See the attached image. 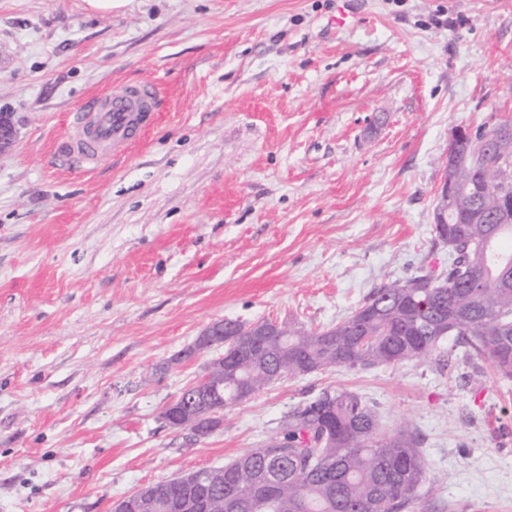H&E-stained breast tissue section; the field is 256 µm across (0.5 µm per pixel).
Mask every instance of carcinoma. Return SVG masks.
<instances>
[{
    "label": "carcinoma",
    "instance_id": "carcinoma-1",
    "mask_svg": "<svg viewBox=\"0 0 512 512\" xmlns=\"http://www.w3.org/2000/svg\"><path fill=\"white\" fill-rule=\"evenodd\" d=\"M465 156L454 171L455 216L434 243L448 248V272L423 270L387 281L336 325L309 331L290 326L263 347L221 370L206 363L200 378L162 412L181 413L196 392L221 379L230 407L284 377L330 367L372 368L425 360L455 336L512 380V259H496L492 238H512V136L500 147L458 142ZM490 175L495 191L471 195V181ZM482 212L484 221H473ZM427 480L415 435L379 431L374 405L350 390L325 391L283 417L260 447L209 469L204 512H411Z\"/></svg>",
    "mask_w": 512,
    "mask_h": 512
}]
</instances>
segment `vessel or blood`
Here are the masks:
<instances>
[{
  "mask_svg": "<svg viewBox=\"0 0 512 512\" xmlns=\"http://www.w3.org/2000/svg\"><path fill=\"white\" fill-rule=\"evenodd\" d=\"M157 107L158 87L151 81L92 96L74 110L70 132L55 142L53 152L57 158L77 160L81 171H91L104 156L137 144L153 124Z\"/></svg>",
  "mask_w": 512,
  "mask_h": 512,
  "instance_id": "obj_1",
  "label": "vessel or blood"
}]
</instances>
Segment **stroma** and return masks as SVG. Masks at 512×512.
Here are the masks:
<instances>
[{
    "instance_id": "stroma-1",
    "label": "stroma",
    "mask_w": 512,
    "mask_h": 512,
    "mask_svg": "<svg viewBox=\"0 0 512 512\" xmlns=\"http://www.w3.org/2000/svg\"><path fill=\"white\" fill-rule=\"evenodd\" d=\"M159 119L91 172L49 147L89 95ZM0 512H110L223 466L326 390L419 441L416 512H512V380L448 337L424 361L283 378L198 439L165 407L212 322L335 325L448 268L432 224L456 128L512 120V0H0Z\"/></svg>"
}]
</instances>
